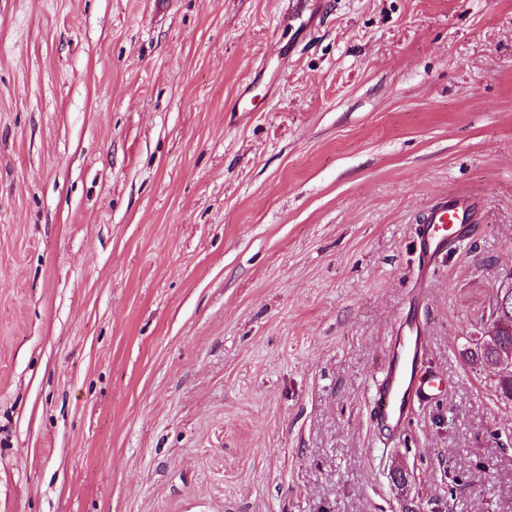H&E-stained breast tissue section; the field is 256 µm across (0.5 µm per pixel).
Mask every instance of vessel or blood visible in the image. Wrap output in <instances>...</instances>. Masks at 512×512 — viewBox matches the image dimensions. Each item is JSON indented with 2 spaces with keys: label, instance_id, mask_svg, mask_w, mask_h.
<instances>
[{
  "label": "vessel or blood",
  "instance_id": "obj_1",
  "mask_svg": "<svg viewBox=\"0 0 512 512\" xmlns=\"http://www.w3.org/2000/svg\"><path fill=\"white\" fill-rule=\"evenodd\" d=\"M473 209L471 202L450 198L433 206L423 219L420 249L428 255L447 251L461 240L462 223ZM419 336L403 339L377 381L372 393L374 416L389 432L402 433L413 400L428 392L430 381L418 365Z\"/></svg>",
  "mask_w": 512,
  "mask_h": 512
}]
</instances>
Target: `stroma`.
Instances as JSON below:
<instances>
[{"label":"stroma","instance_id":"obj_1","mask_svg":"<svg viewBox=\"0 0 512 512\" xmlns=\"http://www.w3.org/2000/svg\"><path fill=\"white\" fill-rule=\"evenodd\" d=\"M511 273L512 0H0V512H512ZM473 207V203L459 198L445 199L433 206L423 218L421 251L428 255L441 254L460 242L464 218L467 216L469 220ZM440 224L452 225L444 233L447 229ZM491 322L493 335H486L487 331L481 332V336L475 340L474 348L466 352V357L473 364L494 369L500 391L505 397L512 399V375L508 377L495 367L500 352L512 348V294L509 297L497 296L492 306ZM377 381L372 393L374 416L389 432L400 434L407 426L412 401L429 391L430 381L418 365L421 336L410 330Z\"/></svg>","mask_w":512,"mask_h":512}]
</instances>
